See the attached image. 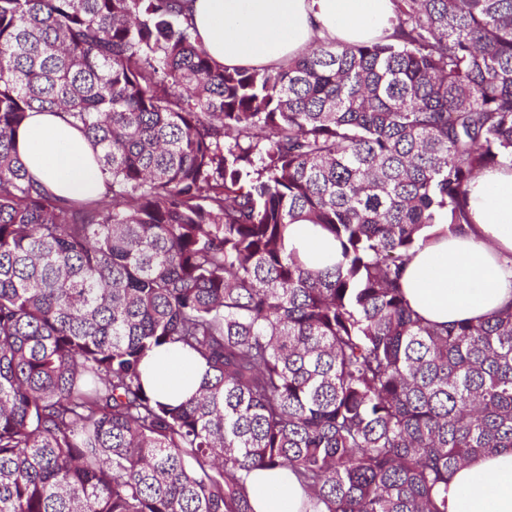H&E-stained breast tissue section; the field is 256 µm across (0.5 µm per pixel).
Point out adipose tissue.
Masks as SVG:
<instances>
[{
	"label": "adipose tissue",
	"instance_id": "1",
	"mask_svg": "<svg viewBox=\"0 0 512 512\" xmlns=\"http://www.w3.org/2000/svg\"><path fill=\"white\" fill-rule=\"evenodd\" d=\"M203 49L226 68L278 67L324 42L356 44L394 34L393 0H181ZM33 180L65 199H92L103 176L84 135L57 113H31L17 135ZM472 228L416 250L402 286L426 321L449 324L492 315L512 302V168L485 170L468 186ZM288 250L314 264L340 248L319 226L293 225ZM205 374L186 352L154 351L145 381L161 397L193 393ZM304 491L287 470H259L250 482L253 512H302ZM447 512H512V449L478 458L448 484Z\"/></svg>",
	"mask_w": 512,
	"mask_h": 512
}]
</instances>
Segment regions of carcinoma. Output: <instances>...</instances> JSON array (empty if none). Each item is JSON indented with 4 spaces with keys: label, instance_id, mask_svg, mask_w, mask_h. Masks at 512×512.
I'll use <instances>...</instances> for the list:
<instances>
[{
    "label": "carcinoma",
    "instance_id": "carcinoma-1",
    "mask_svg": "<svg viewBox=\"0 0 512 512\" xmlns=\"http://www.w3.org/2000/svg\"><path fill=\"white\" fill-rule=\"evenodd\" d=\"M395 42L217 65L176 0H0V512H446L512 449V303L438 325L402 279L467 186L512 166V0H394ZM60 112L90 202L30 178L16 135ZM316 224L324 267L287 251ZM207 366L170 403L149 353ZM292 230L286 240L288 251L296 250L299 256L314 264L323 263L336 255L340 256L339 244L324 234L316 224H291ZM249 490L254 512H303L304 491L289 470H258Z\"/></svg>",
    "mask_w": 512,
    "mask_h": 512
}]
</instances>
